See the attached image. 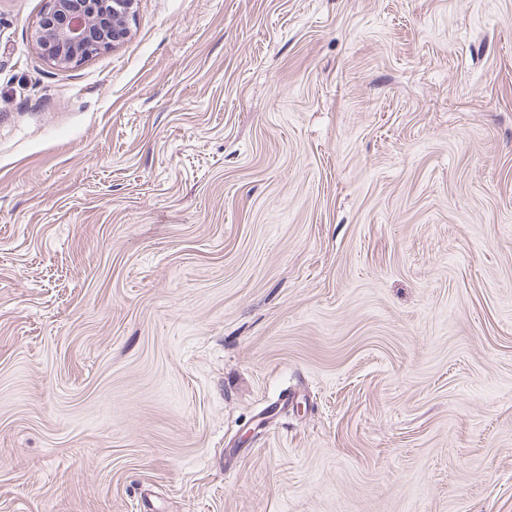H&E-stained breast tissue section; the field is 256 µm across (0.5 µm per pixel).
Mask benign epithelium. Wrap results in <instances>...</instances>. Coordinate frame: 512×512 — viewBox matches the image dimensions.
Wrapping results in <instances>:
<instances>
[{
  "label": "benign epithelium",
  "instance_id": "7a95c632",
  "mask_svg": "<svg viewBox=\"0 0 512 512\" xmlns=\"http://www.w3.org/2000/svg\"><path fill=\"white\" fill-rule=\"evenodd\" d=\"M136 0H47L35 40L53 64L66 67L127 35Z\"/></svg>",
  "mask_w": 512,
  "mask_h": 512
}]
</instances>
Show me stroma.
<instances>
[{
    "label": "stroma",
    "mask_w": 512,
    "mask_h": 512,
    "mask_svg": "<svg viewBox=\"0 0 512 512\" xmlns=\"http://www.w3.org/2000/svg\"><path fill=\"white\" fill-rule=\"evenodd\" d=\"M0 0V512H512V0ZM136 0H49L35 40L54 65L67 67L94 51L119 44L127 35ZM112 27V41L109 33Z\"/></svg>",
    "instance_id": "1"
}]
</instances>
